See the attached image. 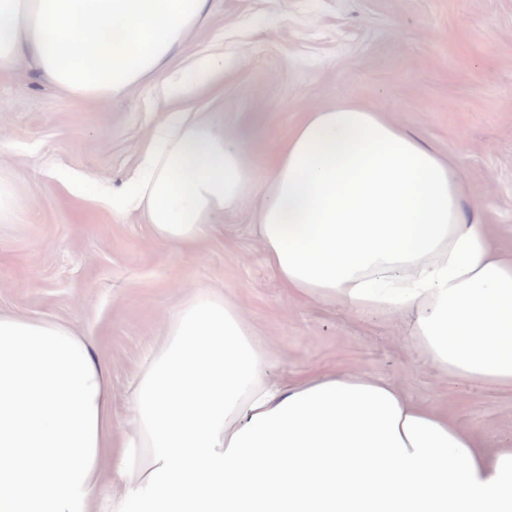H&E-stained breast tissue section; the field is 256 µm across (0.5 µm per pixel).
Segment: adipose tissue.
<instances>
[{
	"label": "adipose tissue",
	"mask_w": 512,
	"mask_h": 512,
	"mask_svg": "<svg viewBox=\"0 0 512 512\" xmlns=\"http://www.w3.org/2000/svg\"><path fill=\"white\" fill-rule=\"evenodd\" d=\"M209 0H0V74L27 61L61 93L119 98L160 79L151 129L114 213L142 211L163 244L204 240L255 206L283 287L316 303L410 318L439 369L512 384V259L469 219L452 160L382 113H307L256 174L238 138L190 104L220 55L171 59ZM223 295L200 287L164 319L116 437L109 369L87 336L0 313V512H512V448L408 402L390 381L335 372L293 387Z\"/></svg>",
	"instance_id": "ef3b65f1"
}]
</instances>
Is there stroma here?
<instances>
[{"label": "stroma", "instance_id": "1", "mask_svg": "<svg viewBox=\"0 0 512 512\" xmlns=\"http://www.w3.org/2000/svg\"><path fill=\"white\" fill-rule=\"evenodd\" d=\"M185 52L223 55V80L194 104L219 113L253 163L308 112L371 108L451 158L493 247L512 254V0H211ZM165 108L152 81L92 105L25 64L0 75V171L25 204L19 221L0 223V312L89 337L109 368L117 431L165 316L207 287L242 311L270 380L382 377L486 449L512 447L511 385L438 369L406 318L291 296L251 232V206L217 218L196 248L173 249L140 212L102 203L95 185L125 187Z\"/></svg>", "mask_w": 512, "mask_h": 512}]
</instances>
